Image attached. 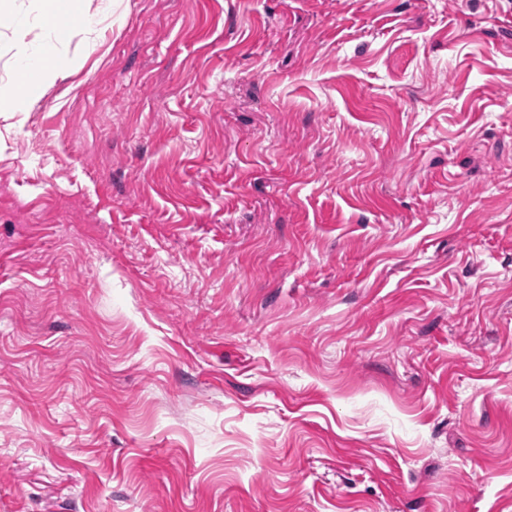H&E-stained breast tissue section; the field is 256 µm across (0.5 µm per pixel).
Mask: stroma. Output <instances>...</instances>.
Segmentation results:
<instances>
[{"instance_id":"1","label":"stroma","mask_w":512,"mask_h":512,"mask_svg":"<svg viewBox=\"0 0 512 512\" xmlns=\"http://www.w3.org/2000/svg\"><path fill=\"white\" fill-rule=\"evenodd\" d=\"M0 512H512V0H122L0 112Z\"/></svg>"}]
</instances>
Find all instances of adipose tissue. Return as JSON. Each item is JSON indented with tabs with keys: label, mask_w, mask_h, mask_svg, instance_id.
Listing matches in <instances>:
<instances>
[{
	"label": "adipose tissue",
	"mask_w": 512,
	"mask_h": 512,
	"mask_svg": "<svg viewBox=\"0 0 512 512\" xmlns=\"http://www.w3.org/2000/svg\"><path fill=\"white\" fill-rule=\"evenodd\" d=\"M38 24L45 34L44 40L29 41L25 32L29 26L26 18L16 14L13 0H0V11L13 17L14 38L9 45L13 79L0 85V112H24L28 109L29 97L24 96L21 85L29 83L35 89L52 85L63 73L75 69L80 58H70L55 52L52 42H64L61 17L79 20V31L83 34L87 50H95L96 34L101 23L111 19L117 10L116 0H100L91 5L89 0H37Z\"/></svg>",
	"instance_id": "obj_1"
}]
</instances>
